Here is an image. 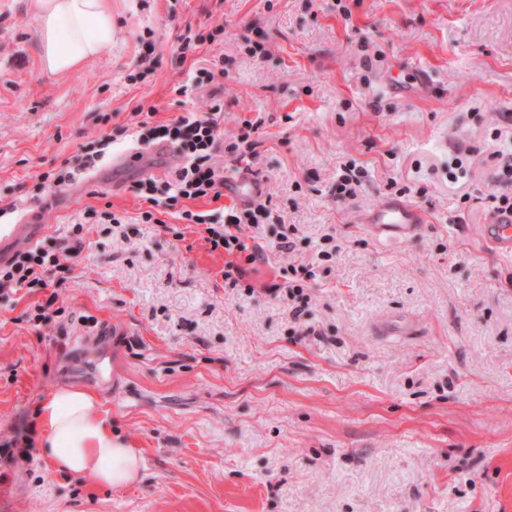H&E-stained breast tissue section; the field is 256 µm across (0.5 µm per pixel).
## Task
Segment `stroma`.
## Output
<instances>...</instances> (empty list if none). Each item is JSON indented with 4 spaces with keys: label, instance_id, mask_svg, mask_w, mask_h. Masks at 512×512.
<instances>
[{
    "label": "stroma",
    "instance_id": "35a3bbf8",
    "mask_svg": "<svg viewBox=\"0 0 512 512\" xmlns=\"http://www.w3.org/2000/svg\"><path fill=\"white\" fill-rule=\"evenodd\" d=\"M109 4L111 48L53 74L28 0H0V220L43 212L41 245L63 248L87 209L119 218L86 224L52 323L33 320L47 291L0 289V512H512V254L481 235L490 195L512 192L493 158L512 141V0ZM219 24L223 42L177 54L185 27ZM260 33L269 53L249 57ZM148 38L160 64L131 81ZM219 55L223 75L179 93ZM401 68L427 70L430 90L388 91ZM210 101L225 136L261 122L252 170L277 221L242 232L268 245L250 295L192 226L136 221L142 171L177 168L140 144L137 111L163 123ZM105 138L101 165L139 162L40 184ZM346 161L366 176L342 200ZM397 184L428 222L389 245L361 218ZM284 226L290 252L272 246ZM327 234L338 251L294 302L279 269L316 262ZM65 385L97 394L138 449L135 485L43 455L38 407Z\"/></svg>",
    "mask_w": 512,
    "mask_h": 512
}]
</instances>
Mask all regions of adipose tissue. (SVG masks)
<instances>
[{"label":"adipose tissue","mask_w":512,"mask_h":512,"mask_svg":"<svg viewBox=\"0 0 512 512\" xmlns=\"http://www.w3.org/2000/svg\"><path fill=\"white\" fill-rule=\"evenodd\" d=\"M38 22L41 59L53 73L70 71L112 44V11L107 0H30ZM97 396L78 386H63L39 408L40 447L55 467L97 483L124 488L142 467L137 449L112 435L111 422Z\"/></svg>","instance_id":"obj_1"}]
</instances>
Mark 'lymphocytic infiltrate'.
Instances as JSON below:
<instances>
[{
    "label": "lymphocytic infiltrate",
    "mask_w": 512,
    "mask_h": 512,
    "mask_svg": "<svg viewBox=\"0 0 512 512\" xmlns=\"http://www.w3.org/2000/svg\"><path fill=\"white\" fill-rule=\"evenodd\" d=\"M223 113L220 105H211L207 111L181 116L168 124H157L149 129V140L173 146L183 160L171 179L155 182L142 181L138 189L145 200L153 202V209L141 212V223H157L156 207L177 210L180 220L187 224L204 226L212 250H224L230 257L224 266V279L229 287L252 292V285L244 281V264L264 260L258 247L249 245L242 235L244 225L261 224L271 212L265 204L242 209H227L213 215L205 211L186 209L185 201L208 198L220 199L224 194V169L215 161L216 151H223L232 161L243 160L254 142L251 138L259 125L244 121L241 133L232 142H225L222 129ZM83 248L82 238H75L65 253L38 246L16 253L0 266V288H43L48 276L68 270L69 259L78 257Z\"/></svg>",
    "instance_id": "obj_1"
}]
</instances>
